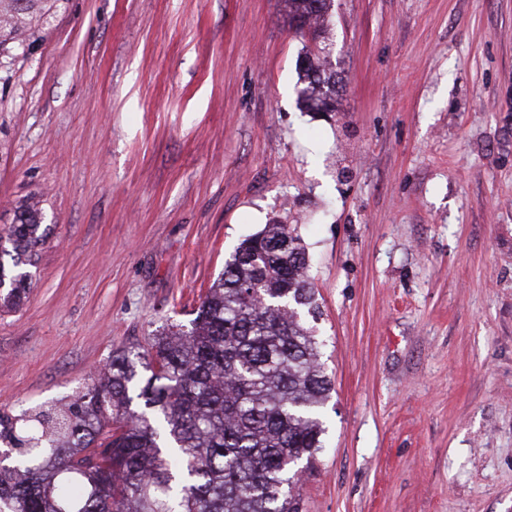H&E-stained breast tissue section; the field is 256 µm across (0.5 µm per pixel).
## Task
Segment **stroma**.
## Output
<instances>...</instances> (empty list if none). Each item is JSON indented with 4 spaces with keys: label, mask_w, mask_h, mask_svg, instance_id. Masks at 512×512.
<instances>
[{
    "label": "stroma",
    "mask_w": 512,
    "mask_h": 512,
    "mask_svg": "<svg viewBox=\"0 0 512 512\" xmlns=\"http://www.w3.org/2000/svg\"><path fill=\"white\" fill-rule=\"evenodd\" d=\"M333 112L283 0H67L0 71V413L71 401L298 228L335 379L306 512H512V0H334ZM42 224V212L38 203L27 202L19 206L15 212L14 224L8 233L7 241L11 250L6 246L0 250V287L9 282L6 295L1 298L0 308L15 309L20 306L27 295V280L29 274L20 271L21 266H31L35 247L42 241L43 233H39ZM3 256H9L12 269L6 271L2 261Z\"/></svg>",
    "instance_id": "obj_1"
}]
</instances>
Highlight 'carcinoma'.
<instances>
[{"instance_id":"cac0c4a2","label":"carcinoma","mask_w":512,"mask_h":512,"mask_svg":"<svg viewBox=\"0 0 512 512\" xmlns=\"http://www.w3.org/2000/svg\"><path fill=\"white\" fill-rule=\"evenodd\" d=\"M284 2L295 36L316 48L299 60V101L333 112L332 0ZM61 5L10 0L0 66L35 47ZM41 224L37 203L17 208L0 249L1 309L27 295L20 267L32 265ZM308 267L296 226L268 224L225 260L189 329L170 323L150 350L113 352L70 403L0 418V445L20 457L0 463V512H302L290 485L323 448L334 390L306 326L320 315Z\"/></svg>"}]
</instances>
